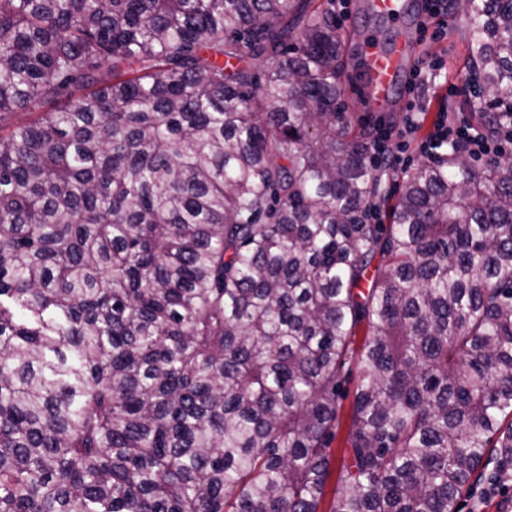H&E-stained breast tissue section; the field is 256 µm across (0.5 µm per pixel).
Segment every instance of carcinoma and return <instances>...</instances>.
Instances as JSON below:
<instances>
[{
	"label": "carcinoma",
	"instance_id": "carcinoma-1",
	"mask_svg": "<svg viewBox=\"0 0 512 512\" xmlns=\"http://www.w3.org/2000/svg\"><path fill=\"white\" fill-rule=\"evenodd\" d=\"M314 2L0 0V512H319L354 358L330 512L512 468V159L451 145L361 223ZM467 15L512 92V0ZM350 366V367H349ZM351 368V370H350ZM343 378H346L344 383L345 390L343 394V398L340 401V407L338 409V416L340 418V427L338 429V434L336 440L332 444V448H336V471L333 473L330 481L328 482L326 488V496L323 501L320 503L319 512H328L330 501L333 497V490L336 487V492L339 488L337 484L339 470L338 467L340 465V460L345 453V445L344 441L346 435L348 433V424H349V414L351 412V407L354 401L355 390L357 387L358 379H359V369L356 365V362H352L349 365L347 364Z\"/></svg>",
	"mask_w": 512,
	"mask_h": 512
}]
</instances>
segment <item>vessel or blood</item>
<instances>
[{
    "label": "vessel or blood",
    "mask_w": 512,
    "mask_h": 512,
    "mask_svg": "<svg viewBox=\"0 0 512 512\" xmlns=\"http://www.w3.org/2000/svg\"><path fill=\"white\" fill-rule=\"evenodd\" d=\"M420 47L416 39L388 49L376 38H363L360 93L367 111L379 117L393 102H407L406 81L411 68L422 59Z\"/></svg>",
    "instance_id": "b4317fda"
}]
</instances>
